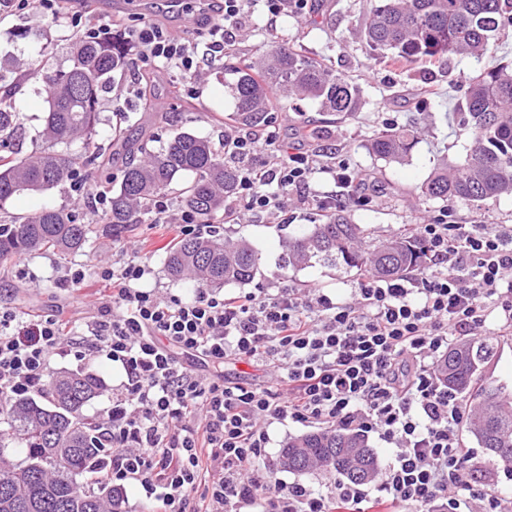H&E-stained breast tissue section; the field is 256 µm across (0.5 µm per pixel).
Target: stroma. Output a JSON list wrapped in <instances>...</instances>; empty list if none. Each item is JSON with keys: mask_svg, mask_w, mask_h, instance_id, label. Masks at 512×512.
I'll list each match as a JSON object with an SVG mask.
<instances>
[{"mask_svg": "<svg viewBox=\"0 0 512 512\" xmlns=\"http://www.w3.org/2000/svg\"><path fill=\"white\" fill-rule=\"evenodd\" d=\"M98 18L124 19L126 23L145 18L162 22L172 32H179L181 15L167 12L163 0H126L123 8L97 6ZM366 4L364 0H316V6L301 14H288L270 22L263 0H248L242 28L235 45L224 58L210 61L196 79L197 98L189 100L174 94L167 82L151 85L148 105H141L131 94L109 93L100 103L101 122L97 140L112 145L116 132L158 148L173 129L185 127L208 139L216 151L224 149V130L233 109L229 88L231 75L226 62L249 60L262 54L270 42L294 41L297 48L326 61L336 73L355 84L361 95L358 112L350 115L321 111L310 101L286 99L274 114L281 143L293 141V129L306 125L319 130V143L336 149L350 167L372 173L378 185L376 199L369 204L347 202L345 209L354 223L386 237L442 213H450L461 224L512 225V195L484 204L425 201L418 195L420 184L440 160L463 162L471 145L468 132L460 125L456 110L465 81L474 70V62L449 58L446 66L430 68L414 65L402 70L385 69L375 60L364 39ZM76 37L65 23L40 14L36 7L23 13L0 14V60L21 58L33 67L63 69L69 64L70 46ZM434 87L433 96H424V87ZM47 93L41 78H29L14 101L21 125L14 141L20 155L35 149L36 136L47 110ZM413 125L419 142L409 161L388 164L375 159L365 148L366 140L377 130L392 124ZM334 189L326 175L314 174L310 183L311 203L289 207L278 222L270 223L248 216L238 223L224 225L228 238H247L261 255V272L252 285L267 291L290 287L298 292L322 288L330 297L349 299L361 281L360 276L335 268L313 265L303 269H284L281 240L284 233L313 223L321 211L316 205ZM78 196L69 185L44 192H25L0 205V219L35 213L42 208L74 209ZM175 233L143 219L132 232L116 238L94 234L85 252L58 256L52 252L29 254L24 265L0 268V309L22 313L54 314L67 321L71 331H82L86 309L71 292L60 290L59 282L71 272L83 271L94 279L97 266L125 261L133 256L146 258L149 272L145 288L165 296L190 299L192 283L172 280L165 261ZM54 372L84 371L98 375L105 384L100 397L87 406L86 415L97 418L112 405V393L125 379L118 363L90 356L57 358Z\"/></svg>", "mask_w": 512, "mask_h": 512, "instance_id": "stroma-1", "label": "stroma"}]
</instances>
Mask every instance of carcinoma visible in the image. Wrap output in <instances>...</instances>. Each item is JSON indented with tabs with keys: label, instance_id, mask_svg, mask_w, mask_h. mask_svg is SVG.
Instances as JSON below:
<instances>
[{
	"label": "carcinoma",
	"instance_id": "cac0c4a2",
	"mask_svg": "<svg viewBox=\"0 0 512 512\" xmlns=\"http://www.w3.org/2000/svg\"><path fill=\"white\" fill-rule=\"evenodd\" d=\"M512 24V0H369L366 43L379 60L394 66L440 65L450 57L482 59L489 41ZM127 46L119 40L74 41L67 68L45 74L48 110L41 145L26 157H0V204L21 192H42L76 180L81 167H102L105 153L96 141L100 93L112 90L125 72ZM20 63L0 67V142L18 130L19 116L6 105L22 85ZM235 99L234 123L259 128L283 97L311 99L324 112L346 115L359 109V89L295 44L275 42L257 61L228 68ZM472 145L460 164L443 163L419 187L426 201L487 202L512 194V62L470 74L458 106ZM78 143L81 151L70 152ZM416 131L394 126L375 133L366 148L388 163L409 159ZM132 160L102 212V227L80 221L75 212L42 209L0 224V263L53 250L77 253L99 231L119 237L140 223L154 200L175 192L200 224L212 229L181 238L169 251L167 272L205 288L246 285L260 271L261 256L245 240L220 232L224 199L234 195L237 167L210 142L173 130L158 151L128 144ZM284 267L312 264L341 267L358 276L390 278L425 267L421 240L409 233L366 242V230L344 209L283 237ZM494 343L463 340L436 365L448 390L468 396L467 432L500 468L512 472V393L487 385L483 376L495 357ZM92 373L61 372L38 397H19L0 407V512H125L122 491L91 481L106 465L99 420L83 409L104 391ZM26 448L22 463L4 453L11 444ZM281 468L299 473L336 471L348 481L370 484L380 475L367 439L354 431L325 428L288 438Z\"/></svg>",
	"mask_w": 512,
	"mask_h": 512
}]
</instances>
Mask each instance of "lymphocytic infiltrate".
Wrapping results in <instances>:
<instances>
[{"label": "lymphocytic infiltrate", "instance_id": "f902f5d3", "mask_svg": "<svg viewBox=\"0 0 512 512\" xmlns=\"http://www.w3.org/2000/svg\"><path fill=\"white\" fill-rule=\"evenodd\" d=\"M64 0H39L44 13L82 36H118L152 78H169L195 97L202 61L223 56L240 30L246 0H210L215 15L205 51L191 32L175 35L145 21L122 27ZM224 152L238 163L237 190L226 212L279 218L291 197H305L315 170L331 173L345 198L361 194L363 173L335 152L281 146L270 130H235ZM427 251L426 272L368 277L352 299L320 290L227 296L197 289L193 301L142 289L146 261L99 266L96 312L75 334L56 316L0 312V399L40 392L51 360L98 355L120 363L122 389L102 415L109 465L103 482L137 484L164 512H339L374 498L423 508L457 506L467 493L479 512H512V493L477 478L461 448L466 411L435 379V366L457 337L488 338L486 321L512 334V227L487 228L439 218L415 225ZM244 361L277 373L275 381L225 376ZM292 421L377 433L399 451L372 486L334 481L322 492L283 484L268 466L267 425Z\"/></svg>", "mask_w": 512, "mask_h": 512}]
</instances>
